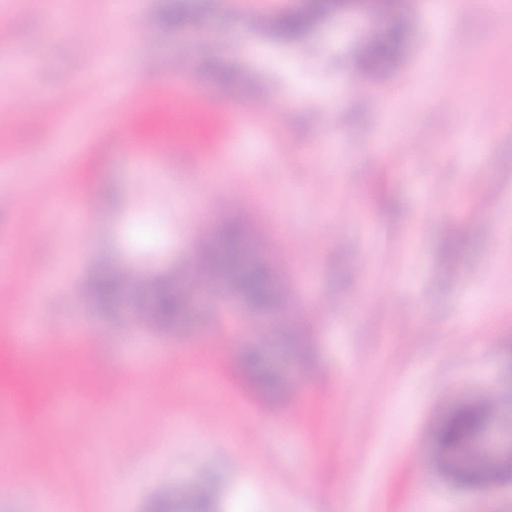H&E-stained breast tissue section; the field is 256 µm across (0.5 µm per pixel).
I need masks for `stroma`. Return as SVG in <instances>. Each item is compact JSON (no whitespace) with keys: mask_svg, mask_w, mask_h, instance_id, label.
I'll return each instance as SVG.
<instances>
[{"mask_svg":"<svg viewBox=\"0 0 512 512\" xmlns=\"http://www.w3.org/2000/svg\"><path fill=\"white\" fill-rule=\"evenodd\" d=\"M0 0V101L15 85L29 109L0 108V336L37 324L56 381L87 378L77 430H38L0 444V512H152L211 481L220 512H512V479L465 487L442 473L441 419L486 395L512 393V0H471L443 22L419 8L396 19L369 9L323 19L286 44L259 21L303 0H192L181 25L136 45L135 14L167 0ZM404 24L399 66L365 102L355 77L366 32ZM247 73L233 99L213 60ZM224 115L194 132V152L160 149L141 124L113 138L112 115L146 105L141 71ZM479 88L497 103L491 126ZM338 92L327 106L320 94ZM267 101L248 111L253 99ZM150 165L131 162L134 149ZM243 165L223 175L224 207L241 208L290 290L285 313L302 351L267 334L221 291L204 290L184 325L157 335L134 298L102 310L83 278L95 266L133 280L187 274L188 224L211 219L180 200L208 188L202 158ZM88 200L79 223L73 205ZM105 344H96V337ZM263 352L281 401L236 372L244 345ZM112 462L76 482L104 416ZM118 465L110 474V465ZM43 486L18 495L20 480Z\"/></svg>","mask_w":512,"mask_h":512,"instance_id":"obj_1","label":"stroma"}]
</instances>
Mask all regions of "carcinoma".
<instances>
[{
	"mask_svg": "<svg viewBox=\"0 0 512 512\" xmlns=\"http://www.w3.org/2000/svg\"><path fill=\"white\" fill-rule=\"evenodd\" d=\"M366 6L385 14L405 7L401 0H367ZM345 0H307L306 6L281 17L273 25L274 35L283 42L304 40L310 29L322 18L346 10ZM189 8L188 0H170L161 22L167 26L182 23ZM404 30L394 24L389 29L366 36L362 49V65L370 70H387L398 60L404 41ZM252 242L247 225L226 222L216 233L200 243L199 263L195 272L207 271L212 279L224 282L253 311L271 313L279 306L283 288L276 280L270 265ZM127 290L120 272L108 267L96 270L87 284V298L98 306L119 301ZM190 288H181L161 279L143 289L140 304L150 327L163 330L178 328L190 314ZM244 377L250 381L266 382L279 387L267 372L265 359L257 352H248L240 364ZM503 398L494 396L480 402L460 406L450 417L442 420L435 432V444L442 466L450 467L454 478L464 484L490 486L512 474V460L468 457L466 451L473 440L487 430L498 415ZM209 487H194L184 512H216Z\"/></svg>",
	"mask_w": 512,
	"mask_h": 512,
	"instance_id": "obj_1",
	"label": "carcinoma"
}]
</instances>
